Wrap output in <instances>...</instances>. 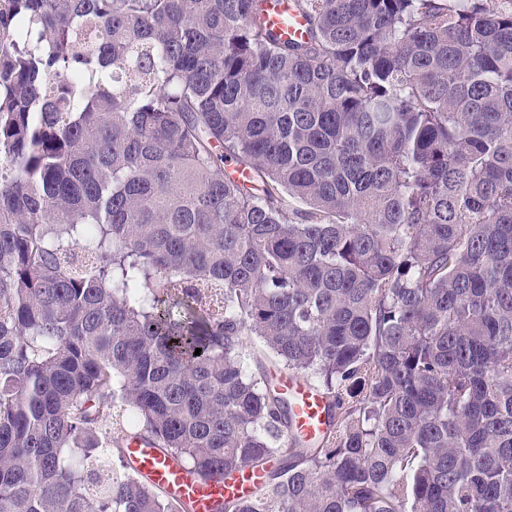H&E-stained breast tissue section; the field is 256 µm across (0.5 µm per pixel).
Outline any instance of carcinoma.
<instances>
[{"instance_id": "cac0c4a2", "label": "carcinoma", "mask_w": 512, "mask_h": 512, "mask_svg": "<svg viewBox=\"0 0 512 512\" xmlns=\"http://www.w3.org/2000/svg\"><path fill=\"white\" fill-rule=\"evenodd\" d=\"M295 7L0 0V512H512V10ZM266 11L267 17L275 23H280L283 18L288 17V26L281 25L285 30V37H305L306 19L295 10L294 0H267ZM279 383L283 391L294 403V428L299 434L313 438L329 430L327 399L303 377L289 375L282 370ZM129 459L138 473L187 503L191 512H214L218 499L232 494H249L263 479L260 471L246 467L219 483L203 486L185 466L176 465L159 455L154 448L139 444L131 445Z\"/></svg>"}]
</instances>
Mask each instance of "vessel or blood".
Instances as JSON below:
<instances>
[{"label": "vessel or blood", "mask_w": 512, "mask_h": 512, "mask_svg": "<svg viewBox=\"0 0 512 512\" xmlns=\"http://www.w3.org/2000/svg\"><path fill=\"white\" fill-rule=\"evenodd\" d=\"M266 11L271 21L286 22V37L305 36L307 23L303 15L296 11L294 0H267ZM279 383L294 403L295 430L308 438L325 434L329 429L328 403L322 392L297 375L281 377ZM129 459L138 473L187 503L191 512H214L218 499L232 494H249L263 479L260 471L246 467L219 483L204 486L194 479L188 468L174 464L154 449L138 444L131 445Z\"/></svg>", "instance_id": "b4317fda"}]
</instances>
